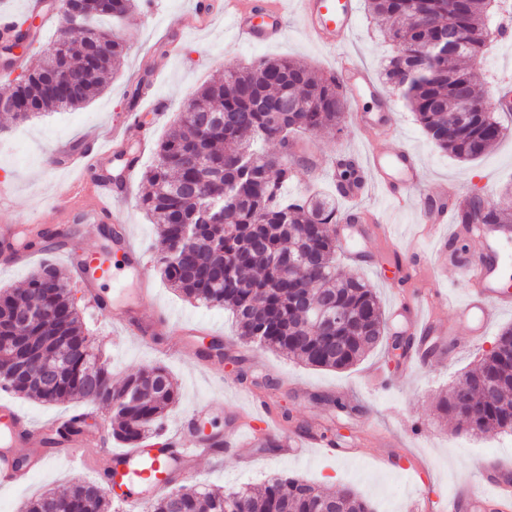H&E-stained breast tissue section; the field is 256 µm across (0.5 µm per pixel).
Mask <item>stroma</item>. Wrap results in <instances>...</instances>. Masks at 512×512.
<instances>
[{"mask_svg": "<svg viewBox=\"0 0 512 512\" xmlns=\"http://www.w3.org/2000/svg\"><path fill=\"white\" fill-rule=\"evenodd\" d=\"M281 2L288 14L285 35L271 44L247 45L225 19L224 0H206L211 16L203 25L195 16L196 0H151L149 8L137 9L128 17L125 55L93 100L75 110L20 124L0 114V143L14 142L20 147L16 153L0 150V175L9 176V188L0 195V222L63 232L66 246L78 252L97 248L104 243L97 225L64 223L57 213V200L69 182L58 160L60 146L78 142L91 129L104 133L125 129L127 116L134 111L150 127L140 162L145 168L154 162L155 145L183 102L201 86L222 79L226 68L261 57H286L322 74L332 71L337 51L310 41L293 12V0ZM386 26V20L360 11L346 47L347 53L376 77L394 53L383 37ZM148 69L155 72L150 87L138 101H131L128 92L133 82ZM474 73L485 105L497 109L495 88L503 79H512V47L493 43ZM157 97L168 102L167 114L161 119L147 110ZM389 103L393 132L388 144L417 155L424 184L454 182L466 192L484 195L491 203L505 201L512 191V131L481 158L462 162L431 142L401 99L393 95ZM342 124L341 135L309 137L312 158L319 167H327L337 153L366 151L369 135L359 127L353 108H346ZM146 190L142 180H135L130 190L122 192L119 205L127 214L133 239L153 255L162 245L154 224L138 204ZM362 205L376 213L380 231L368 243L364 262L346 259L342 268L374 284L382 309L392 304V281L400 265L408 269L410 295L449 293L464 298L463 270L436 266L439 242L420 235L413 209L379 191ZM31 251V258L25 260L0 261V289L25 287L42 264L67 266L63 256L45 244L34 245ZM143 277L154 290L151 302L143 307L145 317H152L156 307H165L198 331L192 348L181 356L166 354V334L146 341L121 335L112 325L111 311L97 310L83 288H75L74 298L89 335L110 361L113 383L149 364L163 366L175 378L178 401L164 422L165 431H174L195 405L205 403L213 410L212 429L227 432L237 413H252L254 404L272 394L276 400L261 422L272 439L288 437L302 426L318 431L329 425L340 430V447L352 451L344 459L330 458L319 449L303 458L285 459L277 449L256 448L250 459L241 460L228 448L220 457L199 459L187 485L228 492L288 475L333 491L354 490L374 512H409L419 495L429 512H434L437 501L451 495L461 481L477 480L479 464L512 463V433L469 435L458 431L454 421L438 417L435 409L438 399L489 349L500 331L512 325V309L503 312L486 336L447 365L425 362L403 369L401 360L391 353V344L402 328L389 321L381 343L358 364L332 370L241 343L227 312L190 304L166 284L155 266L144 269ZM337 397L351 402L348 413L337 412L333 403ZM1 402L12 404L36 425L85 412L94 429L100 418L110 415L106 408L76 400L46 404L2 391ZM285 409L290 410L291 421L283 420ZM95 477L93 469L86 466L51 465L14 487L0 489V512H21L26 502L46 490L61 492L73 479Z\"/></svg>", "mask_w": 512, "mask_h": 512, "instance_id": "35a3bbf8", "label": "stroma"}]
</instances>
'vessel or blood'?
Listing matches in <instances>:
<instances>
[{
    "instance_id": "1",
    "label": "vessel or blood",
    "mask_w": 512,
    "mask_h": 512,
    "mask_svg": "<svg viewBox=\"0 0 512 512\" xmlns=\"http://www.w3.org/2000/svg\"><path fill=\"white\" fill-rule=\"evenodd\" d=\"M224 14L237 32L238 38L249 44H269L278 41L287 25L286 16L277 6V0H226ZM299 20L304 31L321 45L339 50L332 77L339 89L356 106L362 107V118L368 126L384 129L388 115L364 110L366 99L382 98L383 93L359 63L345 55L343 49L356 25L360 0H297ZM114 154L111 141H94L91 148L65 155L63 165L77 171V178L69 185V194L60 214L80 217L93 224L110 222L118 225L119 233L112 245L89 252L68 253V265L83 287L95 291L99 308L112 312V322L126 335L144 338L161 326L169 325V317L162 312L153 318H144L140 302L112 304L98 289L112 278V257L121 254L126 267L142 271L147 265V254L132 239L124 212L114 203L116 197L111 178L102 171ZM361 178L343 190L350 201L359 200L367 192L378 189L392 200L411 203L417 210L426 234L435 235L440 228L448 233L441 241L440 253L449 266L465 270L472 288L463 302L451 307L450 322L434 318L427 304L396 297L391 311L404 320L414 343L407 350L408 360L424 361L431 349L427 339L444 336L449 350L459 348L462 341H475L485 335L501 312L512 309V296L507 295L498 279L502 246L512 241V223L480 226V248L477 257L458 253L454 242L465 232L457 224L459 208L467 203V196L456 184L443 182L435 189L422 192L420 165L411 151L391 149L372 140L365 156L359 162ZM210 408L197 406L185 417L176 432L162 442H146L144 447L107 451L106 466L100 477L110 488L125 489L124 501L130 512H140L142 505L165 490L200 458L214 456L224 449L223 433H203L202 422ZM55 425L34 430L27 426L24 416L10 405H0V485L15 482L28 472L49 463L65 460L66 449L82 450L102 446L104 433L81 432L65 440L55 437ZM315 433L296 434L284 440L279 454L285 458L299 456L319 447ZM33 447V455L20 457L22 447ZM479 497L483 512H512V483L494 477L487 478L484 491H476L469 483H462L449 495L446 512H459L464 499Z\"/></svg>"
}]
</instances>
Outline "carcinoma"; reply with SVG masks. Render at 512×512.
<instances>
[{
	"mask_svg": "<svg viewBox=\"0 0 512 512\" xmlns=\"http://www.w3.org/2000/svg\"><path fill=\"white\" fill-rule=\"evenodd\" d=\"M149 0H87L89 32L98 44L61 29L62 58L71 71L67 87L47 82L56 58L11 73L0 103H11L17 122L53 110L90 102L119 65L127 49L121 24ZM372 13L391 20L385 37L395 54L384 68L386 83L415 113L428 138L460 161H473L496 143L506 127L480 100L465 61L480 58L502 29L497 14L512 10V0H367ZM27 19L4 46L11 59L27 55L39 42V17ZM462 31L450 57L437 48L439 34ZM469 99L474 111H459ZM282 101L290 110L274 120L270 109ZM346 99L329 76L285 59H258L224 71V79L192 94L188 115L176 120L156 148L155 163L143 172L149 186L140 206L156 224L164 249L156 256L162 278L187 301L224 308L235 317L237 336L247 343L293 356L307 365L345 370L356 365L383 338L384 319L372 284L348 276L338 264L341 245L336 226L344 213L336 196L308 194L283 200L297 153L289 145L298 134L342 131ZM236 114L229 125L220 118ZM277 143L281 151L264 150ZM212 194L228 195L222 219L201 213ZM512 204L489 205L469 197L459 223L497 224ZM309 252L300 276L288 278L285 259ZM334 305L353 314L345 325L314 329L307 305ZM31 315L24 336L57 368L53 381L35 373L16 374L13 321ZM496 349L465 371L437 411L451 416L468 434L512 433V327L499 334ZM92 337L85 334L67 278L41 267L22 290L0 291V389L42 403L72 399L112 407V438L137 448L160 430L178 400L177 387L163 367L147 366L112 384L108 366ZM499 399L485 397V384ZM112 494L94 482L76 479L63 493L48 491L30 500L24 512H110ZM374 512L349 490L330 493L301 479L280 476L257 489L206 492L178 486L157 498L150 512Z\"/></svg>",
	"mask_w": 512,
	"mask_h": 512,
	"instance_id": "cac0c4a2",
	"label": "carcinoma"
}]
</instances>
